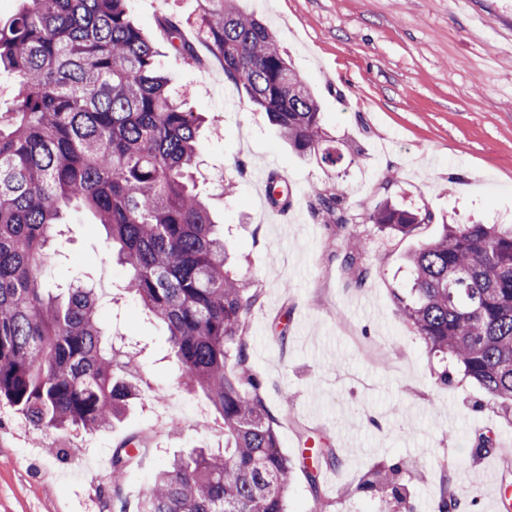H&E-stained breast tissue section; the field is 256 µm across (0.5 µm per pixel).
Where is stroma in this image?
Here are the masks:
<instances>
[{
    "label": "stroma",
    "mask_w": 512,
    "mask_h": 512,
    "mask_svg": "<svg viewBox=\"0 0 512 512\" xmlns=\"http://www.w3.org/2000/svg\"><path fill=\"white\" fill-rule=\"evenodd\" d=\"M262 20L318 100L341 160L295 154L244 89L224 77L203 33L200 0H132L131 16L158 52L174 90L207 123L199 134L195 183L241 274L260 301L248 316L249 354L281 450L317 459L331 442L341 462L311 488L296 471L288 512H405L390 491L359 486L368 471L398 469L415 512H436L441 486L479 492L466 512H494L495 485L512 487L504 460L483 466L478 436L512 443V419L461 375L441 383L444 364L399 317L395 293L411 284L408 255L435 238L427 224L407 236L373 225L356 230L369 277L347 285L336 262L339 237L308 207L313 185L342 189L355 213L384 196L406 208L466 224L512 221V0H239ZM176 20L202 62L183 65L160 18ZM287 179L291 205L276 216L260 195L268 173ZM48 287L103 290L100 312L112 342L137 352V401L111 427L61 433L31 425L0 403V512H116L112 483L78 474L112 457L129 436L141 452L125 480L136 512L162 460L204 447L224 433L199 391L188 390L165 325L125 290L100 225L71 209L44 271Z\"/></svg>",
    "instance_id": "obj_1"
}]
</instances>
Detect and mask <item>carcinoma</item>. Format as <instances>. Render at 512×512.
<instances>
[{"label": "carcinoma", "mask_w": 512, "mask_h": 512, "mask_svg": "<svg viewBox=\"0 0 512 512\" xmlns=\"http://www.w3.org/2000/svg\"><path fill=\"white\" fill-rule=\"evenodd\" d=\"M129 0H22L0 26V73L13 74V108L0 112V402L34 425L67 431L112 426L139 398L119 375L122 360L103 329L99 298L43 281L63 209L84 207L128 271L132 298L167 327L171 354L224 424V451L200 448L163 463L137 512H286L297 463L280 442L249 358L247 316L260 290L233 274L224 233L196 190L201 114L177 102ZM205 35L224 76L266 113L296 154L341 159L321 107L290 67L270 29L236 0H206ZM160 26L185 61L193 47L165 17ZM270 203L290 205L271 173ZM312 214L345 229L371 224L407 235L434 214L389 202L353 213L334 186L314 187ZM364 242L339 249L349 284L360 286ZM413 284L395 296L403 321L429 352L477 384L512 416V224H445L409 256ZM139 452L127 438L112 451L113 499ZM461 497L442 485L437 512Z\"/></svg>", "instance_id": "obj_1"}]
</instances>
